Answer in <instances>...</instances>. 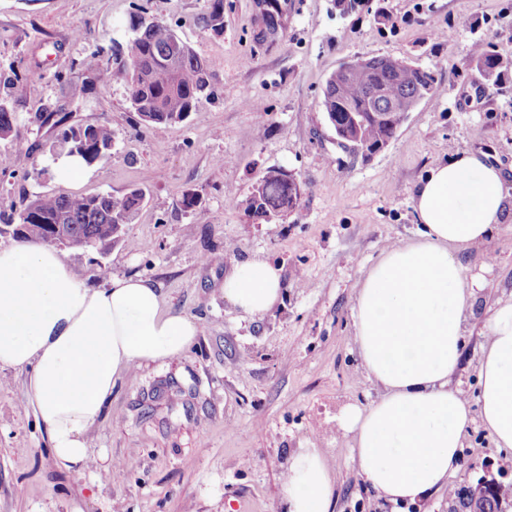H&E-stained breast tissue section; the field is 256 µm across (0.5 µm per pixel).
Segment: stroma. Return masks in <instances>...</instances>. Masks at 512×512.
Masks as SVG:
<instances>
[{"label": "stroma", "mask_w": 512, "mask_h": 512, "mask_svg": "<svg viewBox=\"0 0 512 512\" xmlns=\"http://www.w3.org/2000/svg\"><path fill=\"white\" fill-rule=\"evenodd\" d=\"M294 4L286 37L263 51L253 42L251 0H224L218 35L195 24L204 0H0V95L19 116L17 139L0 141V210L36 192L120 197L142 188L127 242L104 257L70 253L71 267L93 288L115 276L149 279L201 328L181 356L113 388L89 452L125 465L115 479L61 469L25 374L0 371V512H284L288 461L313 444L338 473L331 512H398L363 484L351 439L336 426L343 406L378 395L353 339L355 286L386 249L416 237L411 196L431 165L480 151L512 175V76L495 85L469 65L480 37L512 54V0H357L345 16L333 0ZM139 7L176 25L216 75L215 99L185 123L138 124L120 82L83 91L94 73L81 60L123 38ZM372 56L413 60L433 73L439 93L362 162L337 149L320 100L341 63ZM34 67L39 78L27 79ZM46 109L109 124L111 159L74 181L24 176L20 154L54 165V132L34 120ZM271 168L294 173L302 198L293 213L266 222L240 201ZM189 192L202 198L204 217L184 209ZM253 257L282 273V300L260 318L221 291L233 264ZM461 259L484 286L449 384L474 397L488 310L512 300V215ZM462 456L460 473L424 508L399 512H448L460 484L485 476L502 473L512 484V451L497 448L480 423L470 425Z\"/></svg>", "instance_id": "35a3bbf8"}]
</instances>
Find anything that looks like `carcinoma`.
<instances>
[{
	"label": "carcinoma",
	"instance_id": "cac0c4a2",
	"mask_svg": "<svg viewBox=\"0 0 512 512\" xmlns=\"http://www.w3.org/2000/svg\"><path fill=\"white\" fill-rule=\"evenodd\" d=\"M197 25L209 33L224 28V0H205ZM127 32L125 42L112 41L108 58H102L96 49L81 64L95 62V77L103 88L117 81L124 83L131 110L145 116L147 125L182 123L185 115L214 96L216 82L210 66L172 25L161 19L145 24L132 15ZM470 66L484 80L496 83L512 75V55L500 54L490 43L477 39ZM436 92L431 73L409 59L372 57L366 70L336 68L326 80L321 109L336 128L349 123L350 113L362 114L363 141L379 145L396 136L404 124V113L413 111L417 100L431 99ZM393 107L397 111H391ZM36 122L42 126L50 122L58 130L49 153H67L82 146L88 164L97 159L99 149H110L114 142L112 127L106 124L94 126L90 139H77L68 116L57 111L39 113ZM17 126V112L8 100L0 98V140L16 139ZM296 194V187L271 169L255 181L241 205L266 221L289 207ZM144 198L140 188L121 198L108 193H36L24 197L12 212L0 213V226L10 228V236L18 242L36 238L47 244L63 234L66 249H92L105 255L114 244L127 241L125 226L132 223ZM503 507L512 508V491L504 484L477 503L482 512H500Z\"/></svg>",
	"mask_w": 512,
	"mask_h": 512
}]
</instances>
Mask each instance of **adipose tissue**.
<instances>
[{
	"instance_id": "obj_1",
	"label": "adipose tissue",
	"mask_w": 512,
	"mask_h": 512,
	"mask_svg": "<svg viewBox=\"0 0 512 512\" xmlns=\"http://www.w3.org/2000/svg\"><path fill=\"white\" fill-rule=\"evenodd\" d=\"M506 199L504 175L485 154L435 164L412 195L417 238L385 251L357 285L354 342L380 396L347 406L340 426L358 473L387 502L425 501L460 471L472 405L497 447L512 450V300L487 318L477 399L448 385L480 285L465 278L459 254L502 223ZM222 291L239 311L264 316L280 299V269L236 262ZM199 334L149 280L113 277L91 288L39 241L0 249V371L28 372L30 404L65 470L88 468V433L116 382L179 357ZM336 483L321 449H298L283 476L285 512H329Z\"/></svg>"
}]
</instances>
